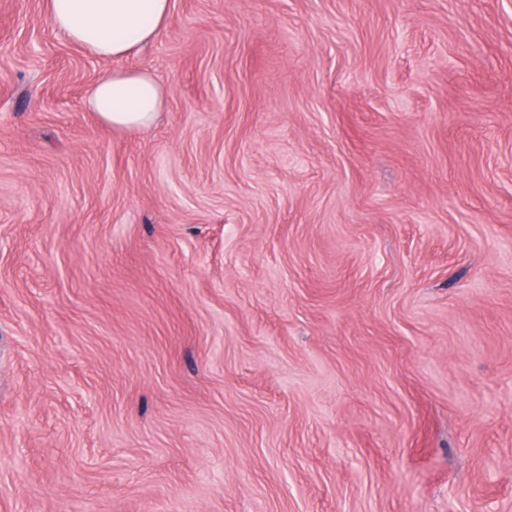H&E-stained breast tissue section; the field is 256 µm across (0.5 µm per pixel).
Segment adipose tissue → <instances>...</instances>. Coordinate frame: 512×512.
Here are the masks:
<instances>
[{
    "mask_svg": "<svg viewBox=\"0 0 512 512\" xmlns=\"http://www.w3.org/2000/svg\"><path fill=\"white\" fill-rule=\"evenodd\" d=\"M171 0H46L51 26L96 57L112 60L153 42L171 14ZM166 100L165 87L144 71L106 72L88 89L84 107L120 132L152 126Z\"/></svg>",
    "mask_w": 512,
    "mask_h": 512,
    "instance_id": "obj_1",
    "label": "adipose tissue"
}]
</instances>
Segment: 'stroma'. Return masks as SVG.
I'll return each mask as SVG.
<instances>
[{
  "mask_svg": "<svg viewBox=\"0 0 512 512\" xmlns=\"http://www.w3.org/2000/svg\"><path fill=\"white\" fill-rule=\"evenodd\" d=\"M0 512H512V0H0ZM51 26L96 57L138 53L167 23L171 0H45ZM165 100L166 89L152 74L114 70L91 85L83 105L113 130L133 132L152 126Z\"/></svg>",
  "mask_w": 512,
  "mask_h": 512,
  "instance_id": "35a3bbf8",
  "label": "stroma"
}]
</instances>
